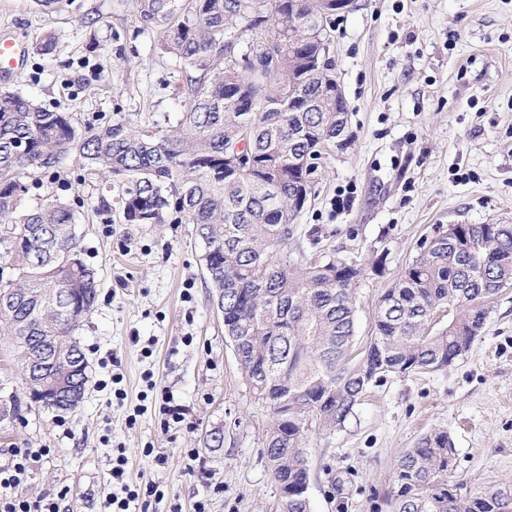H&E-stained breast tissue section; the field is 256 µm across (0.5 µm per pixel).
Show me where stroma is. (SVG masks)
I'll use <instances>...</instances> for the list:
<instances>
[{
    "instance_id": "1",
    "label": "stroma",
    "mask_w": 512,
    "mask_h": 512,
    "mask_svg": "<svg viewBox=\"0 0 512 512\" xmlns=\"http://www.w3.org/2000/svg\"><path fill=\"white\" fill-rule=\"evenodd\" d=\"M53 29L57 49L33 46ZM24 53L0 71V94L22 93L72 113L78 128L120 113L166 127L180 111L185 79L164 54L157 28L131 0H67L43 14L34 0H0V40ZM329 56L349 108L345 146L320 161L318 189L296 219L292 262L337 255L367 265L356 293V334L367 340L379 297L395 284L435 228L512 223V0H355L337 13ZM77 154L54 181L31 190L82 199V257L99 274L98 299L75 335L88 382L67 411L32 402L0 428V462L14 448H46L16 495L69 489L63 512H104L112 451L124 449L126 480L166 492L149 512H277L279 491L264 456L267 404L246 384L224 340V320L203 278V245L190 224L112 223L94 212L118 187L84 174ZM383 258V273L371 271ZM121 376L124 400L112 392ZM186 406L190 428L165 430L146 399L145 376ZM224 445L209 448L210 431ZM448 431V475L470 496L512 491V287L493 303L470 351L448 368L389 376L364 395L343 427H309L305 453L311 512H393L397 463L417 439ZM168 458L153 467L144 449ZM195 449L194 464L185 461Z\"/></svg>"
}]
</instances>
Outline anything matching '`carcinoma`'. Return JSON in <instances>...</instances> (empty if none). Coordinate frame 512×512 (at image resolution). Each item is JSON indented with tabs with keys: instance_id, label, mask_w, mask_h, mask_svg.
<instances>
[{
	"instance_id": "carcinoma-1",
	"label": "carcinoma",
	"mask_w": 512,
	"mask_h": 512,
	"mask_svg": "<svg viewBox=\"0 0 512 512\" xmlns=\"http://www.w3.org/2000/svg\"><path fill=\"white\" fill-rule=\"evenodd\" d=\"M132 2L186 73V101L168 129L117 116L81 130L69 112L0 95V335L34 401L56 406L49 381L30 375L34 356L62 360L86 384L74 332L95 306L99 278L80 258L74 205L49 196L18 211V187L54 177L59 160L76 153L117 183L126 223L195 226L205 278L224 306V336L237 337L243 378L273 409L265 448L275 482L288 487L281 512H310L308 427H342L388 376L444 369L468 352L492 300L512 286V224H452L444 239L423 242L380 296L371 336L358 342L364 269L336 257L297 266L284 252L303 210L301 185L316 182L303 160L336 146L347 124L345 112L288 110L296 96L335 89L331 61L315 57L310 39L315 0H298L297 11L292 0ZM27 407L15 393L0 399V423ZM452 458L447 432L421 436L398 462L395 512H512L500 489L455 493Z\"/></svg>"
}]
</instances>
